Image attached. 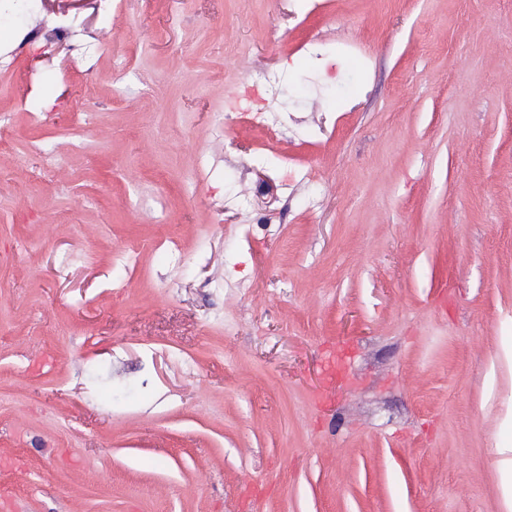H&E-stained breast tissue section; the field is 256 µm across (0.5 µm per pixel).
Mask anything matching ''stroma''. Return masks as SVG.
Returning <instances> with one entry per match:
<instances>
[{"instance_id": "35a3bbf8", "label": "stroma", "mask_w": 512, "mask_h": 512, "mask_svg": "<svg viewBox=\"0 0 512 512\" xmlns=\"http://www.w3.org/2000/svg\"><path fill=\"white\" fill-rule=\"evenodd\" d=\"M45 8L97 54L0 68L10 512H512V0Z\"/></svg>"}]
</instances>
